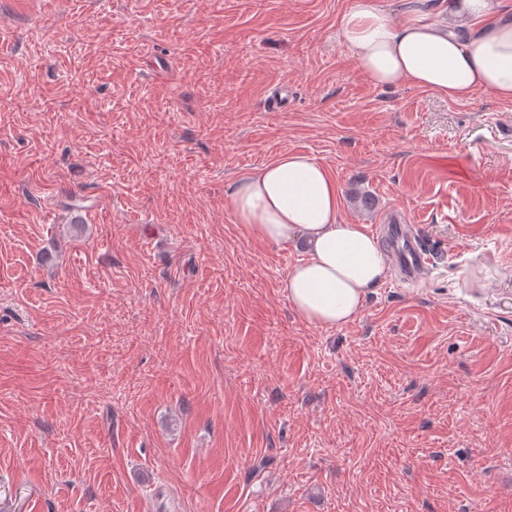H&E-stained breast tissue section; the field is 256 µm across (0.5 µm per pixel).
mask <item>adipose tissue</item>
<instances>
[{"instance_id": "obj_1", "label": "adipose tissue", "mask_w": 512, "mask_h": 512, "mask_svg": "<svg viewBox=\"0 0 512 512\" xmlns=\"http://www.w3.org/2000/svg\"><path fill=\"white\" fill-rule=\"evenodd\" d=\"M338 35L376 86L409 85L454 101L487 90L512 101V7L500 0H404L396 19L379 0H351ZM225 203L256 237L304 243L283 292L310 325L352 323L386 277L377 239L341 221L337 181L310 156L289 153L242 176Z\"/></svg>"}]
</instances>
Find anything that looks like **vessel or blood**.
I'll use <instances>...</instances> for the list:
<instances>
[{"instance_id": "1", "label": "vessel or blood", "mask_w": 512, "mask_h": 512, "mask_svg": "<svg viewBox=\"0 0 512 512\" xmlns=\"http://www.w3.org/2000/svg\"><path fill=\"white\" fill-rule=\"evenodd\" d=\"M375 230L386 243L393 265L402 277L414 281L425 278L431 258L410 225L404 224L401 217L396 215L388 223L376 225Z\"/></svg>"}]
</instances>
